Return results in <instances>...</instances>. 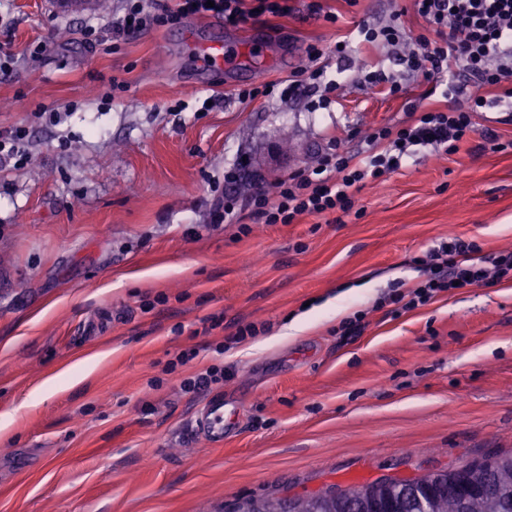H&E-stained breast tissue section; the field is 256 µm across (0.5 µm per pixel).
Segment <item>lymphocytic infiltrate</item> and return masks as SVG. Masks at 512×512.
<instances>
[{
	"label": "lymphocytic infiltrate",
	"mask_w": 512,
	"mask_h": 512,
	"mask_svg": "<svg viewBox=\"0 0 512 512\" xmlns=\"http://www.w3.org/2000/svg\"><path fill=\"white\" fill-rule=\"evenodd\" d=\"M425 32L408 41L397 20L386 24H357L349 37L337 40V54H345L352 44L371 48L397 49L402 74L385 72L376 58L361 66L364 87H385L388 95L406 93L405 76L420 74L438 90L445 109H426L420 101H406L407 120L386 124L368 133L357 152H349L341 139H333L311 166L279 180L269 191H258L246 201L228 195L217 200L218 220L239 224L238 211L248 206L253 224H292L303 215L350 214L355 196L367 183L383 180L402 168L419 147H429L448 156L478 132L477 120L489 106L512 102V0H416ZM283 0H178L176 10L147 14L143 0H126L125 12L115 28L133 34L150 25L175 24L196 16L217 15L246 23L257 13L284 14ZM323 53L309 47L306 66L296 70L286 86L267 83L239 92L241 101L259 98H292L308 90L326 104L339 84L327 78L320 60ZM253 224H239L242 233ZM424 277L408 289H394L384 296L386 304L409 311L428 304L439 293L454 286L492 287L512 280V250L494 254L459 236L417 257Z\"/></svg>",
	"instance_id": "1"
}]
</instances>
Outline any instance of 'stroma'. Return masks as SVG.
I'll list each match as a JSON object with an SVG mask.
<instances>
[{
	"mask_svg": "<svg viewBox=\"0 0 512 512\" xmlns=\"http://www.w3.org/2000/svg\"><path fill=\"white\" fill-rule=\"evenodd\" d=\"M310 2L126 35L112 27L124 0L105 13L0 0V130L25 125L29 155L0 162V512H232L512 454V281L400 314L377 303L420 281L415 257L448 233L512 248V107L478 120L504 150L479 135L448 158L420 150L357 194L360 216L248 236L214 220L224 193L271 190L333 137L355 148L429 87L414 75L403 98L363 89L360 46L332 53L363 20L395 15L417 37L414 0H327L333 24ZM89 24L101 43L86 42ZM215 38L220 67L198 54ZM311 45L340 83L329 107L238 99L287 80ZM358 311L362 332L339 336ZM250 324L256 336L215 353ZM181 351L191 369H232L216 388L237 409L223 443L192 428L206 393L163 372Z\"/></svg>",
	"mask_w": 512,
	"mask_h": 512,
	"instance_id": "stroma-1",
	"label": "stroma"
}]
</instances>
